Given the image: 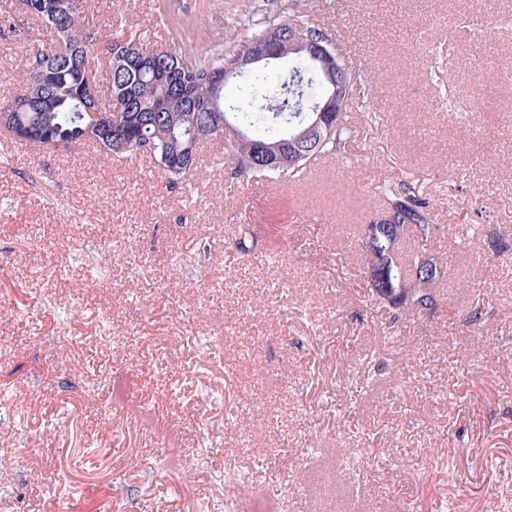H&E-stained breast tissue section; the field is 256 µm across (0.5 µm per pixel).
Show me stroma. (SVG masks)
Masks as SVG:
<instances>
[{"label": "stroma", "mask_w": 512, "mask_h": 512, "mask_svg": "<svg viewBox=\"0 0 512 512\" xmlns=\"http://www.w3.org/2000/svg\"><path fill=\"white\" fill-rule=\"evenodd\" d=\"M171 3L199 53L246 34L249 0ZM314 3L380 80L300 187L235 175L221 138L169 192L145 155L0 132V512H512V112L435 86L482 100L512 0ZM86 20L179 37L159 0ZM38 37L0 18V98ZM391 177L434 203L432 315L367 288L357 239ZM478 223L503 251L468 243Z\"/></svg>", "instance_id": "stroma-1"}]
</instances>
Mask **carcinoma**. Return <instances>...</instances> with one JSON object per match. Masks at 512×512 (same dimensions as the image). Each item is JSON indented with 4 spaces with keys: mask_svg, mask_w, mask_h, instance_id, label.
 I'll return each mask as SVG.
<instances>
[{
    "mask_svg": "<svg viewBox=\"0 0 512 512\" xmlns=\"http://www.w3.org/2000/svg\"><path fill=\"white\" fill-rule=\"evenodd\" d=\"M32 25L54 36L49 45L29 54L17 70L19 92L0 104V129L9 135L27 131L18 145L32 150L70 149L75 139L96 143L107 158H121L153 143L148 152L163 171L165 187L172 190L188 181L197 169L198 146L217 138L224 122L231 121L242 138L229 145L237 160L236 172L296 182L308 164L321 154L342 155L353 131L341 121L325 139H307L300 152L283 148L275 166L258 161L250 166L246 156L255 155L256 142L288 143L306 127L318 98L313 88L327 90V80L302 54L288 52V20L297 22L307 40L320 42L327 34L309 23L300 0H288L273 14L253 0L244 26L250 34L212 53L197 55L195 45L155 46L136 30L116 29L106 34L85 24L91 0H74L62 11L61 0H22ZM279 38L268 41L266 50L295 66L287 72L268 73L260 67L245 72L228 63L249 53L270 30ZM349 94L345 110L365 99L373 86L372 76L346 63ZM386 209L399 217V232L386 225L371 238L360 237L367 269L377 271L367 282L373 298L389 308L397 319L416 308H435L436 288L444 273H422L424 242L434 233L431 202L420 197L407 181L384 182L376 187ZM417 243L407 262L400 261L399 244L407 228Z\"/></svg>",
    "mask_w": 512,
    "mask_h": 512,
    "instance_id": "1",
    "label": "carcinoma"
}]
</instances>
